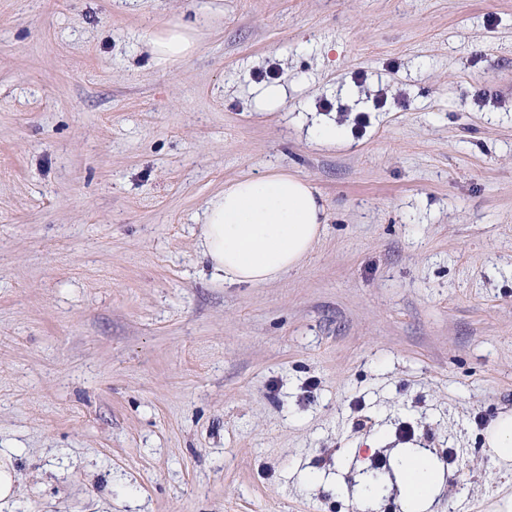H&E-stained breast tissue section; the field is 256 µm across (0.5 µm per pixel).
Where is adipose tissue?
I'll return each instance as SVG.
<instances>
[{"label": "adipose tissue", "mask_w": 512, "mask_h": 512, "mask_svg": "<svg viewBox=\"0 0 512 512\" xmlns=\"http://www.w3.org/2000/svg\"><path fill=\"white\" fill-rule=\"evenodd\" d=\"M156 61L175 62L193 53L185 27H167L150 40ZM326 210L312 183L289 172L245 177L207 202L200 232L201 255L226 285L256 286L298 267L320 240ZM403 503L434 512L444 473L426 449L392 467Z\"/></svg>", "instance_id": "obj_1"}]
</instances>
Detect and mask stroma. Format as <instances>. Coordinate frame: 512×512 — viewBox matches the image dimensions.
Wrapping results in <instances>:
<instances>
[{
	"instance_id": "1",
	"label": "stroma",
	"mask_w": 512,
	"mask_h": 512,
	"mask_svg": "<svg viewBox=\"0 0 512 512\" xmlns=\"http://www.w3.org/2000/svg\"><path fill=\"white\" fill-rule=\"evenodd\" d=\"M272 171L325 231L225 285L206 202ZM509 410L512 0H0V512H403L355 490L407 443L504 512ZM151 51L158 62L168 63L181 60L193 53L194 35L185 27H167L150 40ZM485 441L504 467H512V411L500 413L490 422ZM17 481L18 476L10 459L2 460L0 456V505L14 498Z\"/></svg>"
}]
</instances>
